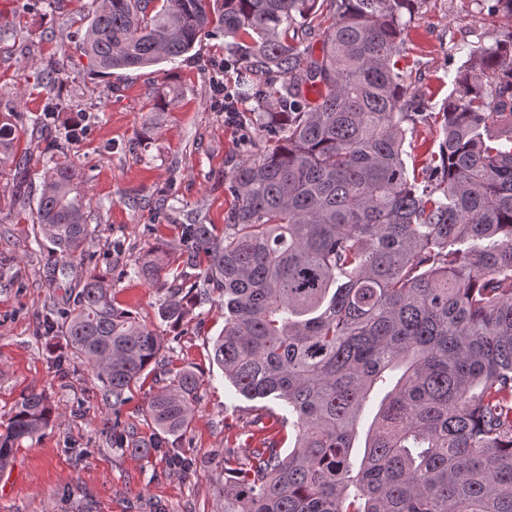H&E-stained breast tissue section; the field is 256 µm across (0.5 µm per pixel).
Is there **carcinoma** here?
<instances>
[{
  "label": "carcinoma",
  "mask_w": 512,
  "mask_h": 512,
  "mask_svg": "<svg viewBox=\"0 0 512 512\" xmlns=\"http://www.w3.org/2000/svg\"><path fill=\"white\" fill-rule=\"evenodd\" d=\"M419 0H95L78 47L92 71L175 62L222 33L244 81L280 82L253 111L276 145L225 179L234 204L224 234L189 224L179 278L163 280L167 246L133 274L166 290L158 316L176 330L217 293L224 329L213 360L249 400L272 399L293 446L266 432L224 449L218 512H512V31L470 48L435 119L438 151L403 155L428 106L410 94L397 57ZM488 12L512 27V0ZM323 24L321 54L306 44ZM15 128L0 124V160ZM41 134L45 189L34 241L69 278L85 265L81 171L58 161L82 138ZM72 303L43 315L112 401L114 444L126 445L125 393L166 365L160 328L121 308L108 276L77 281ZM202 378L170 372L146 415L157 447H179ZM383 390L363 454V407ZM53 409L34 389L0 435V468L15 443L45 430Z\"/></svg>",
  "instance_id": "obj_1"
}]
</instances>
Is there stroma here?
Masks as SVG:
<instances>
[{
    "mask_svg": "<svg viewBox=\"0 0 512 512\" xmlns=\"http://www.w3.org/2000/svg\"><path fill=\"white\" fill-rule=\"evenodd\" d=\"M22 0H0V123L15 126L17 149L28 159L29 205L15 194V167L0 165V260L12 269L0 280V434L23 393L43 392L58 416L41 434L16 445L0 470L8 482L0 512H216L224 471L214 451L236 448L257 431L266 411L245 399L213 361L212 345L224 327L219 299L198 307L177 339L166 341L171 368H190L203 383L183 443L193 467L171 468L152 448L155 428L144 410L153 392L168 383L146 371L128 391L121 419L140 447L133 454L112 444L95 372L81 364L60 336L37 335L45 306L64 304L73 289L52 280V263L34 241L31 203L44 189L45 160L33 139V120L46 104L61 100L57 129L73 121L87 125L70 156L86 176L87 221L95 229L87 249L101 273L132 268L156 240L173 254L183 248L188 224L224 226L232 203L224 180L237 166L272 146L257 124L228 119L212 82L238 88V109L254 106L238 70H225L223 37H201L194 57L139 70L90 74L76 43L92 0H54L34 11ZM507 31L475 0H420L405 36L398 66L411 92L440 107L452 89L463 49L490 45ZM63 65L56 90L43 77L49 59ZM115 299L148 326L158 323L165 290L133 276L117 280Z\"/></svg>",
    "mask_w": 512,
    "mask_h": 512,
    "instance_id": "stroma-1",
    "label": "stroma"
}]
</instances>
